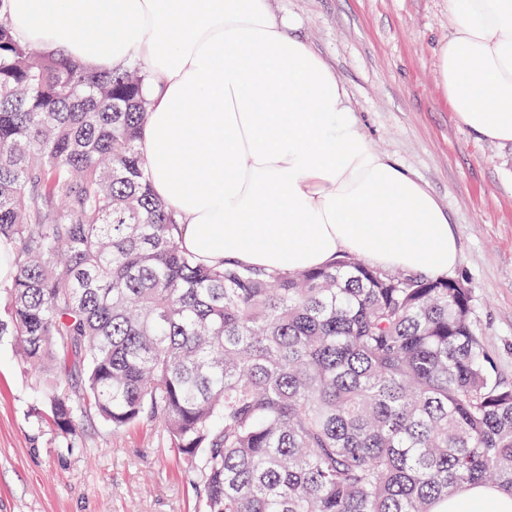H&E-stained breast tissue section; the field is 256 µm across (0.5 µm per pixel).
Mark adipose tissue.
<instances>
[{"instance_id": "adipose-tissue-1", "label": "adipose tissue", "mask_w": 512, "mask_h": 512, "mask_svg": "<svg viewBox=\"0 0 512 512\" xmlns=\"http://www.w3.org/2000/svg\"><path fill=\"white\" fill-rule=\"evenodd\" d=\"M438 83L477 137L512 144V0H448ZM13 38L87 70L137 65L154 195L203 262L282 275L340 256L437 276L458 261L436 199L373 149L336 74L267 0H10ZM437 512H512L461 489Z\"/></svg>"}]
</instances>
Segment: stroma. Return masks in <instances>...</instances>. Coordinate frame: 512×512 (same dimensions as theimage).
I'll list each match as a JSON object with an SVG mask.
<instances>
[{
	"label": "stroma",
	"mask_w": 512,
	"mask_h": 512,
	"mask_svg": "<svg viewBox=\"0 0 512 512\" xmlns=\"http://www.w3.org/2000/svg\"><path fill=\"white\" fill-rule=\"evenodd\" d=\"M336 72L372 146L430 191L448 216L474 320L512 382V145L477 139L437 83L448 0H269ZM0 512H205L191 463L159 423L114 428L77 409L51 419L37 378L0 335Z\"/></svg>",
	"instance_id": "1"
}]
</instances>
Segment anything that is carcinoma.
I'll list each match as a JSON object with an SVG mask.
<instances>
[{
	"label": "carcinoma",
	"mask_w": 512,
	"mask_h": 512,
	"mask_svg": "<svg viewBox=\"0 0 512 512\" xmlns=\"http://www.w3.org/2000/svg\"><path fill=\"white\" fill-rule=\"evenodd\" d=\"M0 0V289L23 362L73 427V383L120 428L162 424L206 512H433L512 495V384L472 291L343 255L288 275L206 266L153 197L139 68L17 42ZM512 495L488 485L466 486L436 512H511Z\"/></svg>",
	"instance_id": "obj_1"
}]
</instances>
